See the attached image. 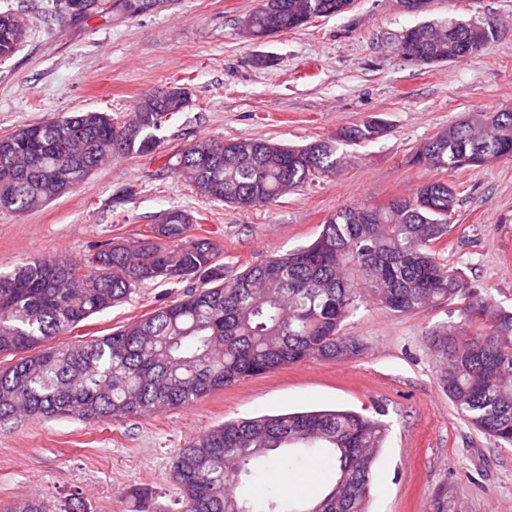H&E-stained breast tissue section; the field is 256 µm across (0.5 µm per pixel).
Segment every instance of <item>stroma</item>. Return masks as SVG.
Masks as SVG:
<instances>
[{
  "instance_id": "obj_1",
  "label": "stroma",
  "mask_w": 512,
  "mask_h": 512,
  "mask_svg": "<svg viewBox=\"0 0 512 512\" xmlns=\"http://www.w3.org/2000/svg\"><path fill=\"white\" fill-rule=\"evenodd\" d=\"M62 0H0V12L27 20V38L0 59V136L67 112L99 111L123 120L149 90L181 85L191 99L158 132L175 153L199 139L263 138L302 145L379 117V140L344 146L333 175L248 210L200 197L161 160L114 157L81 184L38 210L0 212V271L34 257L88 258L96 246L147 234L168 209L195 218L192 237L216 232L229 274L267 256L312 243L344 207H380L417 184L442 180L457 192L440 261L459 269L495 307L512 310V158L456 172L412 162L418 147L475 111L512 108V0H433L428 15L395 0H354L341 14L265 41L242 20L257 0H176L126 14L119 0L71 19ZM492 21L494 41L456 62L421 64L396 48L424 18ZM128 201L114 205L119 190ZM193 280L149 284L129 299L57 336L89 341L181 298ZM464 297L401 315L366 304L342 324L363 352L336 362L311 359L217 390L187 408L88 424L30 419L0 426V512L39 497L49 512L76 493L88 512H171L182 495L172 472L179 448L224 422L288 412L346 409L379 415L388 427L372 468L368 512H429L448 488L465 512H512V448L469 426L437 379L426 336L457 319ZM332 471L327 457L272 466L256 495L308 499Z\"/></svg>"
}]
</instances>
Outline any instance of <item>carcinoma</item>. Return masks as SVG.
<instances>
[{
	"label": "carcinoma",
	"mask_w": 512,
	"mask_h": 512,
	"mask_svg": "<svg viewBox=\"0 0 512 512\" xmlns=\"http://www.w3.org/2000/svg\"><path fill=\"white\" fill-rule=\"evenodd\" d=\"M173 0H123L130 14ZM352 0H258L247 33L266 39L314 18L343 13ZM27 24L0 13V59L24 42ZM489 22L450 17L408 28L399 43L423 64L454 62L484 49ZM190 98L179 85L147 91L119 123L105 112L66 113L0 138V211L26 213L65 194L116 154L164 160L201 197L238 209L269 203L346 163L340 146L386 136L373 118L336 136L288 146L266 139H201L167 157L154 131ZM512 158V108L476 111L440 130L413 155L437 169L484 167ZM457 203L443 181L417 185L398 204L349 207L328 217L310 244L227 276L218 245L188 235L192 217L162 214L150 233L112 241L84 262L35 258L0 272V424L69 417L87 423L194 405L210 392L309 358L342 361L363 351L342 323L372 301L410 314L458 296L469 298L460 321L433 328L428 346L438 380L471 427L512 447V312L489 309L461 273L433 247L448 235ZM195 279L199 286L148 315L89 342H47L125 301L145 284ZM484 320L483 332H464ZM386 425L350 410L294 412L224 423L179 449L172 471L182 497L175 512H367L372 464ZM327 455L333 475L321 498H255L247 482L274 464ZM9 512H47L32 498ZM430 512H461L440 488Z\"/></svg>",
	"instance_id": "cac0c4a2"
}]
</instances>
